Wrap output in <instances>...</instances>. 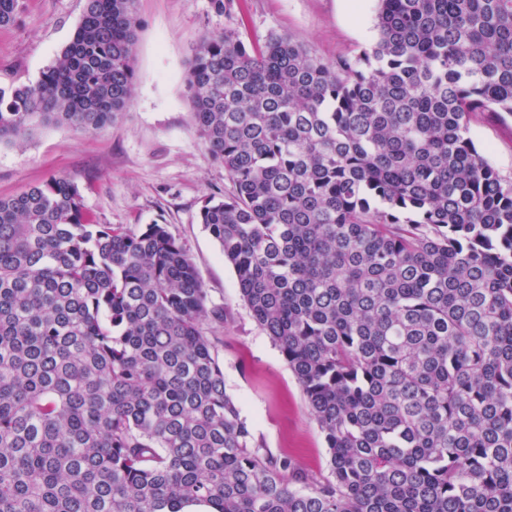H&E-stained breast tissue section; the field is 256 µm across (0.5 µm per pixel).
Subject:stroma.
<instances>
[{
  "label": "stroma",
  "instance_id": "1",
  "mask_svg": "<svg viewBox=\"0 0 512 512\" xmlns=\"http://www.w3.org/2000/svg\"><path fill=\"white\" fill-rule=\"evenodd\" d=\"M83 9L84 0H23L18 21L0 28V86L36 81ZM376 10V0H232L224 13L212 0H136L140 25L127 112L95 132L42 127L24 148L0 146V197L66 176L79 184L96 223L168 226L209 306L226 313L204 329L224 366L227 394L264 451L289 457L311 483L330 476L318 424L287 362L241 299L219 242L199 221L204 198L223 196L231 184L194 127L184 77L195 44L227 27L253 45L292 35L325 61L354 54L374 43ZM470 132L489 163L512 177V115L475 114Z\"/></svg>",
  "mask_w": 512,
  "mask_h": 512
}]
</instances>
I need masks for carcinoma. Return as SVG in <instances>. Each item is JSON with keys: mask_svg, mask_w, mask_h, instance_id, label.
<instances>
[{"mask_svg": "<svg viewBox=\"0 0 512 512\" xmlns=\"http://www.w3.org/2000/svg\"><path fill=\"white\" fill-rule=\"evenodd\" d=\"M137 27L134 0H85L39 79L0 88V145L126 111ZM376 28L334 62L226 28L184 78L231 182L201 223L331 479L295 489L261 453L167 225L97 224L53 176L0 198V512H512V178L470 134L512 114V0H377Z\"/></svg>", "mask_w": 512, "mask_h": 512, "instance_id": "obj_1", "label": "carcinoma"}]
</instances>
